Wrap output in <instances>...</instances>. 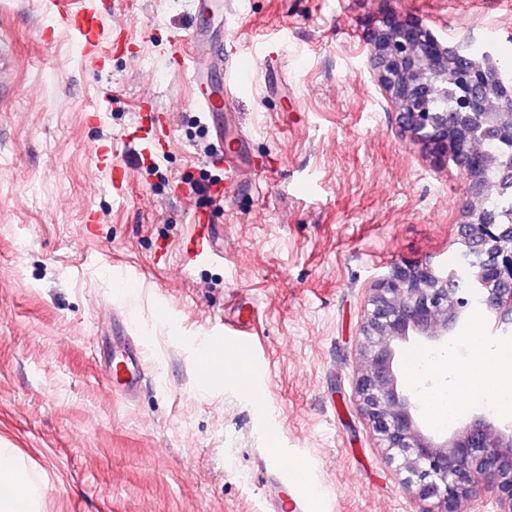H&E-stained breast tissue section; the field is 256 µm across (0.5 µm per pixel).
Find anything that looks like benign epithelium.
Here are the masks:
<instances>
[{
  "instance_id": "obj_1",
  "label": "benign epithelium",
  "mask_w": 512,
  "mask_h": 512,
  "mask_svg": "<svg viewBox=\"0 0 512 512\" xmlns=\"http://www.w3.org/2000/svg\"><path fill=\"white\" fill-rule=\"evenodd\" d=\"M367 46L403 133L435 163L459 167L470 197L482 196L487 156L471 148L472 125L457 114L423 112L417 103L435 90L429 75H445L448 62L466 64L479 50L488 59L492 46L471 35L443 41L418 20L383 23ZM458 80L465 89L462 110L482 108L487 71L470 66ZM458 244L461 263L397 264L377 279L360 329L355 390L378 447L425 503L420 512H481L491 497L499 512H512V425L474 417L443 439L425 433L396 365L403 344L412 338L446 343L474 309L500 327L512 324V224H488L470 208L458 226Z\"/></svg>"
}]
</instances>
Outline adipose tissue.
<instances>
[{"mask_svg":"<svg viewBox=\"0 0 512 512\" xmlns=\"http://www.w3.org/2000/svg\"><path fill=\"white\" fill-rule=\"evenodd\" d=\"M461 343L465 361H458L453 348L435 356L436 368L447 375L448 384L433 401L431 423H441L457 407L483 402L488 386L502 396L499 411L512 413V348H490L473 332L462 337ZM46 490L45 484L23 476L12 453L0 448V512H40Z\"/></svg>","mask_w":512,"mask_h":512,"instance_id":"obj_1","label":"adipose tissue"}]
</instances>
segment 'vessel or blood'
I'll return each instance as SVG.
<instances>
[{"label": "vessel or blood", "mask_w": 512, "mask_h": 512, "mask_svg": "<svg viewBox=\"0 0 512 512\" xmlns=\"http://www.w3.org/2000/svg\"><path fill=\"white\" fill-rule=\"evenodd\" d=\"M53 10L67 27L80 36V48L89 60L105 63L112 54L127 51L130 47L122 28L103 31L102 17L112 11V0H100L98 9L87 7L85 0H52ZM191 55L194 65L189 71L192 84L199 88L194 98L195 107L214 120L213 151L224 159V183L210 189L214 199H222L231 193L234 186L243 182L254 169L249 161V142L240 139L236 144L224 141V128L218 119L229 111L240 96L248 94L252 87L251 77L258 64L274 63L279 52L273 42H266L263 59L227 48L211 49L205 32H197L191 41ZM218 67L223 72V89L219 94L209 92L204 86V71L207 66ZM138 119L145 122L147 132L153 137V154L165 151L168 114L151 110L147 103L138 106ZM215 256L212 241V227L208 224L196 225L185 245V262L194 266L211 261ZM256 321L255 308L242 305L236 310L233 319L225 321L223 328L207 330L196 340L194 364L199 383H206L207 376L217 355L223 348H232L240 363L247 371L243 385L244 392L254 403L263 400L268 377L263 367L258 366L254 355L251 336ZM103 371L113 394L126 398L135 397L147 378L144 357V343L141 338L121 331L113 337L112 349L103 360ZM270 459V478L265 490L266 512H307L308 501L300 495H289L284 491L288 479L293 476V468L282 449L271 447L267 450Z\"/></svg>", "instance_id": "vessel-or-blood-1"}]
</instances>
